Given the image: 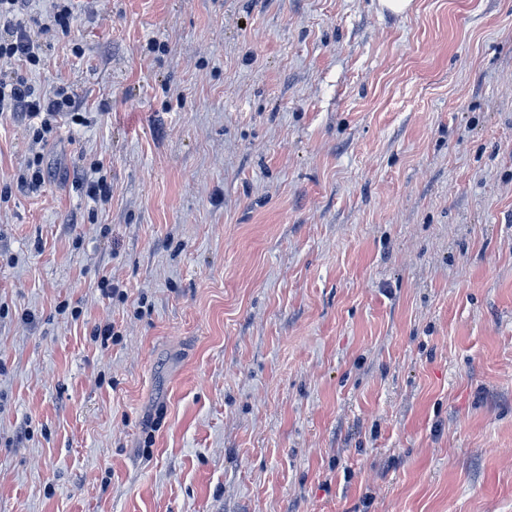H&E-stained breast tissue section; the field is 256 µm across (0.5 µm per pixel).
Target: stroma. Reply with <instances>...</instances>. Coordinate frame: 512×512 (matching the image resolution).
<instances>
[{
    "label": "stroma",
    "mask_w": 512,
    "mask_h": 512,
    "mask_svg": "<svg viewBox=\"0 0 512 512\" xmlns=\"http://www.w3.org/2000/svg\"><path fill=\"white\" fill-rule=\"evenodd\" d=\"M38 37L87 121H0V512H512V0Z\"/></svg>",
    "instance_id": "35a3bbf8"
}]
</instances>
